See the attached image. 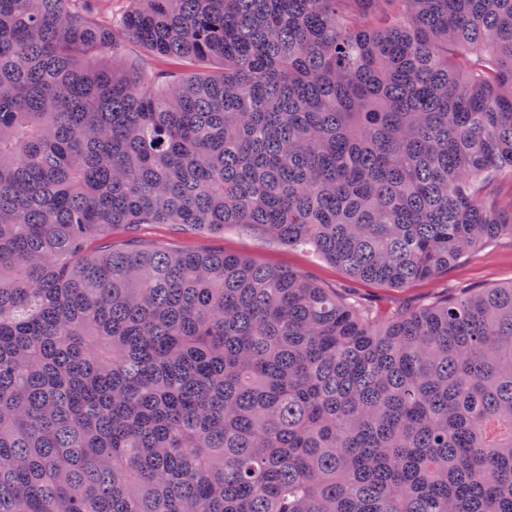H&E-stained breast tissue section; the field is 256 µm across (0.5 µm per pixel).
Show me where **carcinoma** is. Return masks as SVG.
Masks as SVG:
<instances>
[{
    "instance_id": "obj_1",
    "label": "carcinoma",
    "mask_w": 512,
    "mask_h": 512,
    "mask_svg": "<svg viewBox=\"0 0 512 512\" xmlns=\"http://www.w3.org/2000/svg\"><path fill=\"white\" fill-rule=\"evenodd\" d=\"M0 0V512H512V0ZM140 46L161 67L129 55ZM129 238L171 253L220 251L250 256L267 265L297 270L327 288L354 287L368 301L390 306L414 307L444 295L446 288H483L512 282V239L508 236L473 251L438 279L415 282L403 289L351 282L342 269L310 251L288 249L237 225L225 227L224 234L211 236L182 231L173 224H138L133 228L115 224L106 238H89L84 250L93 253L105 242L120 247Z\"/></svg>"
}]
</instances>
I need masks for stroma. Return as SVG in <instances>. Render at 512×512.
Returning a JSON list of instances; mask_svg holds the SVG:
<instances>
[{
  "label": "stroma",
  "instance_id": "obj_1",
  "mask_svg": "<svg viewBox=\"0 0 512 512\" xmlns=\"http://www.w3.org/2000/svg\"><path fill=\"white\" fill-rule=\"evenodd\" d=\"M131 238L171 253L220 251L250 256L271 266L299 271L329 288L355 286L367 300L390 306L413 307L444 295L450 288H483L512 282V238L507 236L473 251L438 279L419 281L403 289L351 283L342 269L310 251L284 247L237 225L227 226L223 234L211 236L183 231L172 224H139L132 228L116 224L106 238H89L84 250L98 251L107 242L118 247Z\"/></svg>",
  "mask_w": 512,
  "mask_h": 512
}]
</instances>
